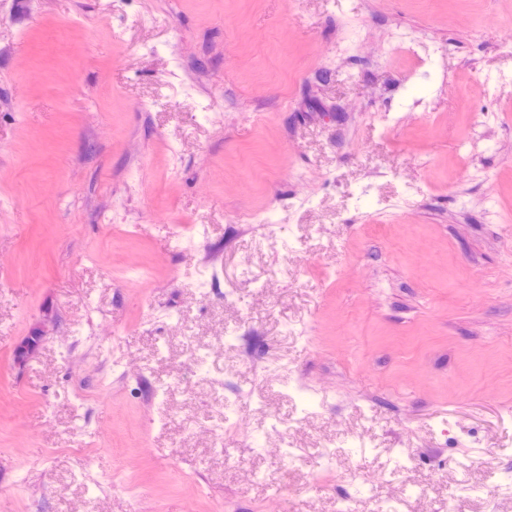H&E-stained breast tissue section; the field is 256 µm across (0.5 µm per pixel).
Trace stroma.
Returning <instances> with one entry per match:
<instances>
[{"instance_id":"obj_1","label":"stroma","mask_w":512,"mask_h":512,"mask_svg":"<svg viewBox=\"0 0 512 512\" xmlns=\"http://www.w3.org/2000/svg\"><path fill=\"white\" fill-rule=\"evenodd\" d=\"M300 385L288 512L357 437L376 499L512 512L456 495L512 470V0H0V512H276ZM210 356L207 348L202 349L197 347L190 341L188 346V355L186 362V369L192 384H196L205 380L208 377V360ZM298 392L295 403V415L299 416V418L295 419V423L310 415L317 404L324 405L329 399L326 393L314 391L305 386L301 387ZM211 427L215 435V448L219 451L224 452L225 460L232 464H238V458L235 455V449L231 448V445L227 442L226 436L230 433H234L238 437V441H244L252 439L250 432L246 431L239 420H230L224 413L221 412L218 417L212 420ZM292 427L293 424L291 422H283L276 416H272L270 419V428L276 429L279 436L280 448L278 449V456L280 461L294 465L296 462L302 460V456L297 453L298 450L294 448L291 440L290 432Z\"/></svg>"}]
</instances>
